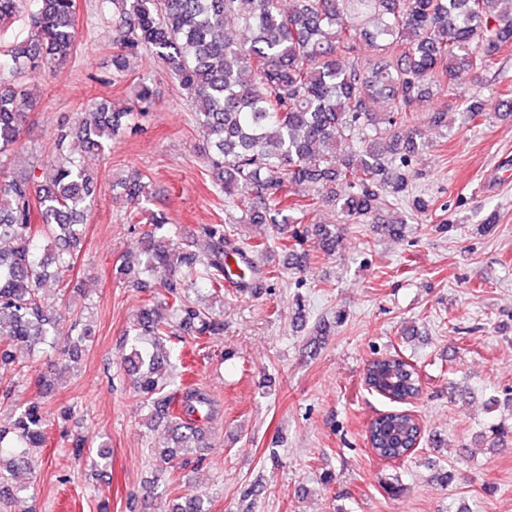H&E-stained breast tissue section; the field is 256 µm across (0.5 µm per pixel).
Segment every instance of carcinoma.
I'll return each mask as SVG.
<instances>
[{"mask_svg":"<svg viewBox=\"0 0 512 512\" xmlns=\"http://www.w3.org/2000/svg\"><path fill=\"white\" fill-rule=\"evenodd\" d=\"M28 3L31 38L0 50V155L14 149L35 102L13 77L50 69L69 57L77 41L76 0H0V28ZM112 4L113 72L146 55L187 92L197 123L206 134L200 152L212 187L238 217L234 224L265 227L266 237L301 224L319 204L333 206L336 223L294 233L313 235L326 251L336 249L338 224H376L391 239L402 237L408 220L428 213L430 199L412 191L410 164L428 144L410 115L432 87L448 85L473 122L487 116L476 96H459L457 85L489 70L512 45V12L500 0H105ZM152 99L148 79L137 84L121 110L94 99L74 125L60 130L83 155L50 164L39 174L6 178L0 172V373L15 370L18 346L54 348L60 320L42 290L74 265L90 203L100 185L90 163L109 142L139 127ZM387 108L379 110L378 101ZM130 224L141 222L148 198L144 175L121 182ZM138 268L126 269L129 283L153 290L130 327L121 363L144 402L168 419L174 446L156 453L157 481H167V464L203 442L204 421L214 400L197 386H181L163 373L162 340L178 328L196 338L224 332L222 316L191 301L189 286L201 281L224 291L232 280L241 290L263 287L268 277L231 239L222 224H203L185 242L163 213L147 218ZM50 247H41V241ZM83 330L60 356L67 369L81 354ZM368 389L394 407L366 430L371 453L398 461L413 455L424 431L407 406L422 393L416 365L397 352L368 361ZM50 417L31 403L15 410L8 431L0 429V503L13 495V481L31 469L48 440ZM170 512H206L204 495L174 499Z\"/></svg>","mask_w":512,"mask_h":512,"instance_id":"obj_1","label":"carcinoma"}]
</instances>
